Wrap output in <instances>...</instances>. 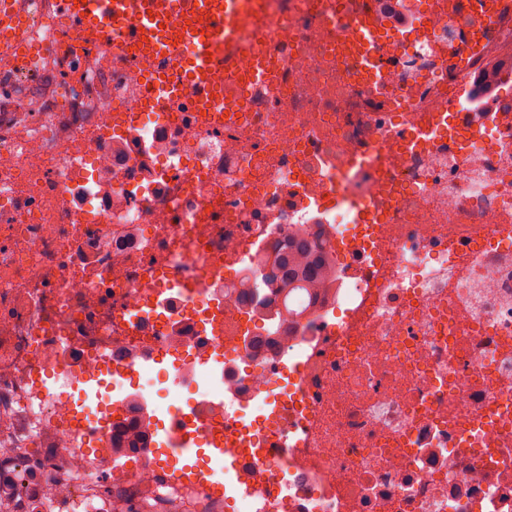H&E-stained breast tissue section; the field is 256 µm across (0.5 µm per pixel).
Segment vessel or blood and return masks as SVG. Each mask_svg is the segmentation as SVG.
Returning a JSON list of instances; mask_svg holds the SVG:
<instances>
[{"label":"vessel or blood","mask_w":512,"mask_h":512,"mask_svg":"<svg viewBox=\"0 0 512 512\" xmlns=\"http://www.w3.org/2000/svg\"><path fill=\"white\" fill-rule=\"evenodd\" d=\"M63 11L83 32L91 45L108 46L121 52L126 43L146 42L148 48L164 54L174 40L190 41L192 50L180 72L184 83L200 96L213 93V63L209 52L218 43L236 38L238 21L245 13L246 0H59ZM35 35L27 23L26 0H0V52L10 55L29 49ZM209 448L212 465L206 472L187 465L172 470L169 461L156 465L182 482L206 481L216 489L224 487V459L233 455L231 442L209 435L205 426L184 431L178 455L190 457Z\"/></svg>","instance_id":"b4317fda"}]
</instances>
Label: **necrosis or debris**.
Wrapping results in <instances>:
<instances>
[{
	"instance_id": "obj_1",
	"label": "necrosis or debris",
	"mask_w": 512,
	"mask_h": 512,
	"mask_svg": "<svg viewBox=\"0 0 512 512\" xmlns=\"http://www.w3.org/2000/svg\"><path fill=\"white\" fill-rule=\"evenodd\" d=\"M258 2L270 51L229 47L235 109L206 113L187 47L92 52L30 0L42 46L0 70V505L512 512V124L493 117L512 96L488 66L512 60V0L423 19L406 0ZM377 5L402 24L356 50ZM294 236L330 256L315 311L246 304L244 271ZM82 385L124 420L121 449L73 431ZM185 387L248 482L154 465L155 434L178 433L134 405L171 414Z\"/></svg>"
}]
</instances>
